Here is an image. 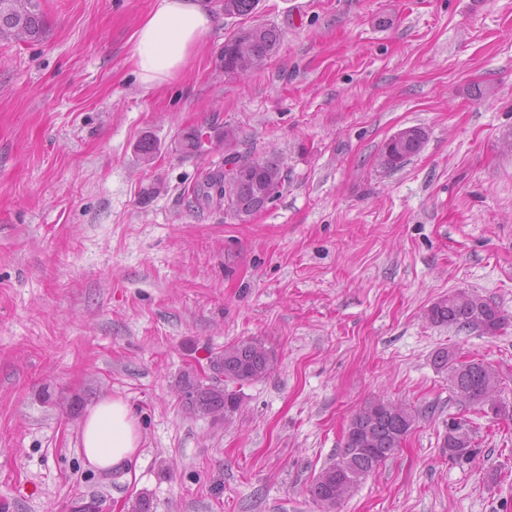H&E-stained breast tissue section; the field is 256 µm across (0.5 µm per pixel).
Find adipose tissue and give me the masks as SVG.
Masks as SVG:
<instances>
[{
  "label": "adipose tissue",
  "mask_w": 512,
  "mask_h": 512,
  "mask_svg": "<svg viewBox=\"0 0 512 512\" xmlns=\"http://www.w3.org/2000/svg\"><path fill=\"white\" fill-rule=\"evenodd\" d=\"M216 23L206 0H155L132 39L129 61L145 89L167 83L186 69L201 37ZM79 444L94 470L125 468L139 455L142 436L129 403L101 398L80 424Z\"/></svg>",
  "instance_id": "1"
}]
</instances>
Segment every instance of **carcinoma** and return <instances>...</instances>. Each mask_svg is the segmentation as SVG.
I'll return each instance as SVG.
<instances>
[{"label": "carcinoma", "instance_id": "1", "mask_svg": "<svg viewBox=\"0 0 512 512\" xmlns=\"http://www.w3.org/2000/svg\"><path fill=\"white\" fill-rule=\"evenodd\" d=\"M256 0H224V14H250ZM250 55L238 54L232 35L224 42L220 62L224 74L243 77L263 68L274 57L282 40L281 31L272 24L247 27ZM46 33L40 0H0V37H13L22 42H37ZM427 140L426 131L418 126L391 137L383 146L379 165L396 170L418 155ZM253 154L241 150L235 128L224 126V164L240 166L211 174L206 182L193 189L195 200L224 210L240 223L250 222L268 203L283 194L287 174L282 160L274 155L252 162ZM433 324L493 334L507 323L498 306L482 296L460 289L434 301L426 312ZM277 364L276 354L259 339H247L224 347V354L214 368L224 373V381L242 384L265 377ZM434 365L448 375L450 390L465 406H482L497 395L499 376L489 364L469 359L446 347L435 352ZM186 406L197 412L224 413L230 420L239 410L237 391L220 389L203 383L198 377H186ZM420 416V410L383 397L366 401L352 415L343 445L336 460L313 477L309 493L322 512H332L400 448ZM443 454L453 463L471 460L476 453L473 437L461 424L448 426L441 444Z\"/></svg>", "mask_w": 512, "mask_h": 512}]
</instances>
